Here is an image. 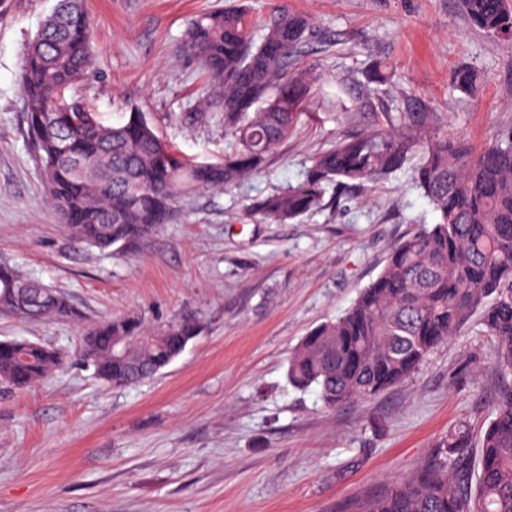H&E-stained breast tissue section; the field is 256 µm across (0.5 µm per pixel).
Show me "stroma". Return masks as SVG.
I'll return each instance as SVG.
<instances>
[{
	"instance_id": "obj_1",
	"label": "stroma",
	"mask_w": 512,
	"mask_h": 512,
	"mask_svg": "<svg viewBox=\"0 0 512 512\" xmlns=\"http://www.w3.org/2000/svg\"><path fill=\"white\" fill-rule=\"evenodd\" d=\"M231 1L256 38L283 5L313 24L293 63L312 78L294 134L261 172L185 198L176 222L120 254L68 235L26 134L21 64L57 0L0 7V264L76 311L0 312V340L66 356L49 378L0 390V512H351L433 460L451 431L477 437L492 418L497 343L476 316L372 401L330 410L288 383L301 338L351 306L394 243L436 223L408 171L286 224L251 207L314 153L414 100L450 132L489 141L512 123V39L474 28L459 0H86L92 67L74 95L103 124L138 111L186 158L222 160L235 140L223 113L202 108L201 65L179 46L192 16ZM378 63L376 86L367 76ZM460 66L478 72L476 96L454 90ZM130 316L152 327L192 317L201 331L152 379L115 387L79 361L80 340Z\"/></svg>"
}]
</instances>
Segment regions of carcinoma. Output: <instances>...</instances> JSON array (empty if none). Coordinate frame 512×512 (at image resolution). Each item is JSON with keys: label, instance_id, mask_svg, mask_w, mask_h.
Masks as SVG:
<instances>
[{"label": "carcinoma", "instance_id": "cac0c4a2", "mask_svg": "<svg viewBox=\"0 0 512 512\" xmlns=\"http://www.w3.org/2000/svg\"><path fill=\"white\" fill-rule=\"evenodd\" d=\"M471 23L512 37L507 0H461ZM312 35L310 21L282 7L257 41L243 12L226 7L190 21L182 52L207 74L205 102L224 113L236 149L219 162H190L157 136L140 112L104 125L69 91L91 62L83 0H58L29 41L21 85L27 136L68 234L89 246L124 252L176 219L182 198L234 185L257 172L288 139L311 91L292 69ZM472 95L477 74L454 72ZM93 161L77 171L69 158ZM404 168L438 213V222L404 236L378 277L341 316L304 336L288 360V383L315 388L326 408L370 401L401 384L479 313L497 340L494 362L506 382L470 467L468 429L448 434L444 453L397 479L353 512H512V124L474 149L442 131L435 112L398 113L397 124L340 138L317 152L302 178L257 201L263 220L284 224L347 191ZM29 290L22 308L12 289ZM0 311L30 320L66 318L63 293L0 264ZM200 330L192 318L152 328L136 317L103 322L84 336L80 356L114 386L150 378L178 357ZM63 363L60 351L29 340L0 341V388L20 390Z\"/></svg>", "mask_w": 512, "mask_h": 512}]
</instances>
